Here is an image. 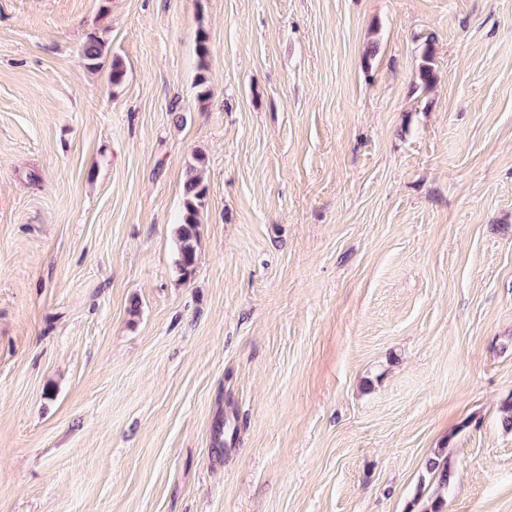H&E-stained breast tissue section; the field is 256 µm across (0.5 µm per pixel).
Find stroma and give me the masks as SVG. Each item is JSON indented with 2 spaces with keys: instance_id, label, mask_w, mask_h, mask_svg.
<instances>
[{
  "instance_id": "1",
  "label": "stroma",
  "mask_w": 512,
  "mask_h": 512,
  "mask_svg": "<svg viewBox=\"0 0 512 512\" xmlns=\"http://www.w3.org/2000/svg\"><path fill=\"white\" fill-rule=\"evenodd\" d=\"M511 398L512 0H0V512H408L439 447L512 512ZM107 54L106 42L96 34H90L82 50V58L86 68L97 69L107 57ZM194 161L186 170L183 211L177 229L178 268L185 279L195 271L199 240L197 228L201 223L200 214L207 193L201 175L204 158L196 155Z\"/></svg>"
}]
</instances>
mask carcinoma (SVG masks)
Instances as JSON below:
<instances>
[{
  "label": "carcinoma",
  "mask_w": 512,
  "mask_h": 512,
  "mask_svg": "<svg viewBox=\"0 0 512 512\" xmlns=\"http://www.w3.org/2000/svg\"><path fill=\"white\" fill-rule=\"evenodd\" d=\"M106 42L99 36L92 34L88 37L83 50L82 58L88 69L98 68L107 57ZM419 78L424 87H430L436 78L433 66V53L431 46H426L422 55V64L419 69ZM204 158L195 156L194 162L189 164L184 181V203L181 223L177 229L178 240V268L185 278L190 277L196 267L199 235L197 228L200 221L201 209L207 193L201 171ZM433 491L422 502V512H445L448 487L452 483L454 470L448 457V449L436 448L426 463Z\"/></svg>",
  "instance_id": "carcinoma-1"
}]
</instances>
